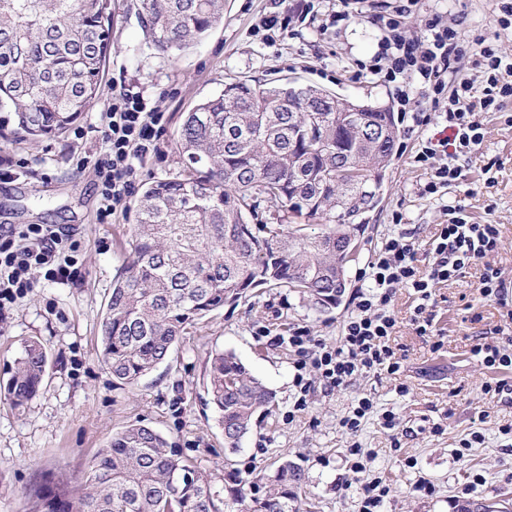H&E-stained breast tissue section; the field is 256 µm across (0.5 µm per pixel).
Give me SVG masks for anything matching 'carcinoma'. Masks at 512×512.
<instances>
[{
    "mask_svg": "<svg viewBox=\"0 0 512 512\" xmlns=\"http://www.w3.org/2000/svg\"><path fill=\"white\" fill-rule=\"evenodd\" d=\"M154 47L174 54L224 20V0H140ZM112 0H0V138L37 142L64 135L100 95L112 52ZM327 91L288 84L224 85L182 118L179 171L142 186L130 256L112 282L100 321L101 363L134 385L164 362L188 326L260 287L313 300L336 292V234L357 212V184L339 171H367L395 153L397 125L381 112L323 106ZM363 124L377 136L360 137ZM271 201L326 225L301 239L294 224H251ZM46 353L29 341L0 390L16 407L42 387ZM210 401L232 440L269 411L276 394L232 352L208 370ZM189 472L192 479L176 482ZM84 493L58 479L38 486L29 512H223L210 480L157 431L116 432L83 474ZM305 476L284 460L272 476L227 488L241 512H298Z\"/></svg>",
    "mask_w": 512,
    "mask_h": 512,
    "instance_id": "carcinoma-1",
    "label": "carcinoma"
}]
</instances>
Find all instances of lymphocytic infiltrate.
Instances as JSON below:
<instances>
[{"instance_id": "f902f5d3", "label": "lymphocytic infiltrate", "mask_w": 512, "mask_h": 512, "mask_svg": "<svg viewBox=\"0 0 512 512\" xmlns=\"http://www.w3.org/2000/svg\"><path fill=\"white\" fill-rule=\"evenodd\" d=\"M418 0H405L395 14L369 16L380 38L371 66L372 75L396 83L400 112L416 111L420 100L439 108L451 130V151L438 153L425 142L414 161L430 171L424 192L435 197L462 177L460 158L479 151L485 133L482 113L499 110L503 99L512 98V56L482 38L465 42L456 22L436 16L417 38L408 37L402 23ZM478 56V81H463L447 89L446 78L453 62L464 54ZM101 146L93 157H80L78 166H92L101 187V203L95 220L111 223L133 193L141 161L161 154L163 114L143 95L126 86L113 87L112 98L102 110ZM449 219L440 225L429 243L432 262L428 270L416 264L417 241L400 231V215H393L397 232L388 235L369 265V283L352 299V311L341 327L337 344L315 342L309 330L297 328L288 343L300 355L297 369L313 366L325 388L347 386L369 372L396 374L400 361L391 345L397 319L391 302L397 289L411 290L418 300L413 324L421 336L434 333L429 309L437 285L464 276L479 266L477 285L482 299H496L504 292L497 269L485 258L501 243L498 225L473 224L462 210L449 208ZM79 242L73 232L54 224L0 225V317L10 310L39 280L62 283L77 276Z\"/></svg>"}]
</instances>
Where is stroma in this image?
<instances>
[{"instance_id": "obj_1", "label": "stroma", "mask_w": 512, "mask_h": 512, "mask_svg": "<svg viewBox=\"0 0 512 512\" xmlns=\"http://www.w3.org/2000/svg\"><path fill=\"white\" fill-rule=\"evenodd\" d=\"M399 0H359L355 18L333 22V0L303 20H293L276 42L257 29L274 10V0H225L224 21L200 42L175 54L150 44L139 18V0H112V54L106 64L100 103L79 124L83 138L66 133L32 144L20 137L0 139V167H26V175L0 181V224H57L80 242L81 272L66 284L41 282L0 320V380L21 357L27 341L46 352L44 386L23 407L0 397V512H28L30 489L62 477L81 488L90 458L112 435L142 424L180 448L215 490L233 480L250 481L289 459L305 472L300 512H359L364 481L381 478L389 493L380 512H512V394L484 393L485 383L512 387V370H492L474 356L479 333L503 325L512 310V100L498 112L482 113L481 150L462 159L463 176L442 198L423 189L426 170L411 161L419 142L439 139L444 125L431 104L408 113L399 128L397 155L388 167L379 207L366 215L367 229L348 262L346 294L323 309L293 289L266 288L237 306L213 311L189 327L170 357L137 385L115 382L100 362L99 323L112 280L126 262L133 201L111 223L99 224L100 204L92 168L78 157L99 147L100 111L112 88L125 84L156 103L165 114L161 156L145 159L138 183L165 178L181 167L175 139L183 112L219 94L226 83L295 80L353 103L396 108V91L366 71L378 50V32L366 15L394 12ZM498 0H419L405 20L410 36H420L428 19L460 16L465 40L482 36L512 55V37L495 22ZM464 210L470 222L499 224L503 244L490 262L507 288L504 302L481 300L479 268L435 290L434 336L417 335L411 319L416 306L410 290L398 289L393 310L398 328L391 344L401 362L397 374H367L348 386L324 391L315 369L312 386L301 394L297 353L285 341L291 330L307 327L316 340L336 344L351 299L361 287L393 215L424 245L417 265L427 268L425 245L437 225L447 223V207ZM233 352L276 394L272 413L254 418L237 452L225 449L224 431L207 394L208 358ZM407 393H400V386ZM371 397L377 414L357 435L341 426L358 399ZM306 406L295 410L298 398ZM393 411L397 430L382 427L380 412ZM479 433L480 443L457 455L462 440ZM359 443L370 461L362 477L349 469L347 450ZM485 478L474 485V474Z\"/></svg>"}]
</instances>
